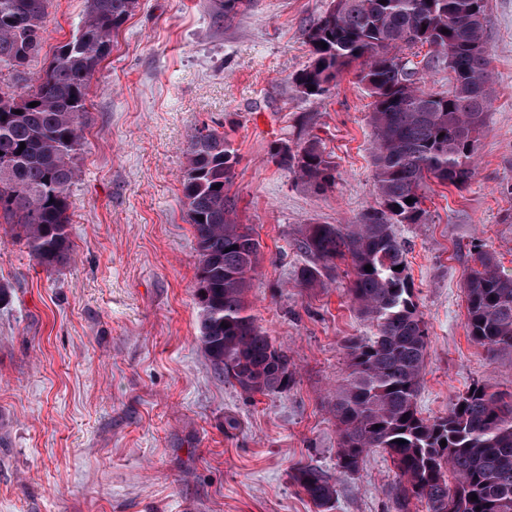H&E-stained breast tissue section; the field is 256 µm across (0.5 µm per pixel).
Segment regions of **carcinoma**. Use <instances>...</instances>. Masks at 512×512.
<instances>
[{
	"instance_id": "1",
	"label": "carcinoma",
	"mask_w": 512,
	"mask_h": 512,
	"mask_svg": "<svg viewBox=\"0 0 512 512\" xmlns=\"http://www.w3.org/2000/svg\"><path fill=\"white\" fill-rule=\"evenodd\" d=\"M47 3L0 0V77L21 74L38 54ZM250 3L218 0L212 17L230 20ZM138 5L86 0L77 34L58 48L36 85L0 89V163L9 162L0 166V219L47 270L71 260L69 191L78 177L74 159L83 140L89 77ZM485 18L486 0H331L306 31L311 62L293 77L301 96L313 98L358 65L374 98L377 205L351 224L307 225L302 247L315 264L301 270L298 283L311 288L334 260L349 261L348 294L375 334L349 346L351 371L336 389L337 466L353 474L370 449L385 451L398 477L395 512H412L416 501L427 512H512V395L475 383L445 416L426 419L417 409L428 329L394 230L425 223L426 181L463 189L472 180L494 98ZM425 46L428 60L454 73L446 93L423 89L418 66L404 54ZM271 155L316 191L336 184V167L316 136L293 148L276 145ZM238 163L224 135L194 128L182 194L199 253L198 340L217 373L252 396L288 385V354L250 313L247 294L261 244L239 223L228 195ZM471 259L463 285L467 334L492 356L511 357L512 275L486 249ZM399 265L402 270H394ZM291 479L318 512H333L331 476L303 465Z\"/></svg>"
}]
</instances>
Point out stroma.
<instances>
[{"mask_svg":"<svg viewBox=\"0 0 512 512\" xmlns=\"http://www.w3.org/2000/svg\"><path fill=\"white\" fill-rule=\"evenodd\" d=\"M330 0H253L220 25L212 0H139L92 74L70 189L72 260L48 271L0 224V512H317L291 475L335 478L334 512H394L397 481L372 449L337 467L331 413L349 346L372 336L347 288L346 262L297 287L309 224H348L375 206L373 99L355 70L324 96L292 77L310 62L305 32ZM86 0H49L25 70L34 83L80 25ZM496 90L470 185L429 182L426 223L395 227L428 326L417 404L447 415L473 383L512 394V359L465 328L463 282L476 244L512 273V0H488ZM224 133L239 163L229 191L262 260L250 311L288 354V386L244 394L197 342L199 263L181 178L192 128ZM320 138L336 184L319 192L271 149ZM235 427H228V420Z\"/></svg>","mask_w":512,"mask_h":512,"instance_id":"35a3bbf8","label":"stroma"}]
</instances>
